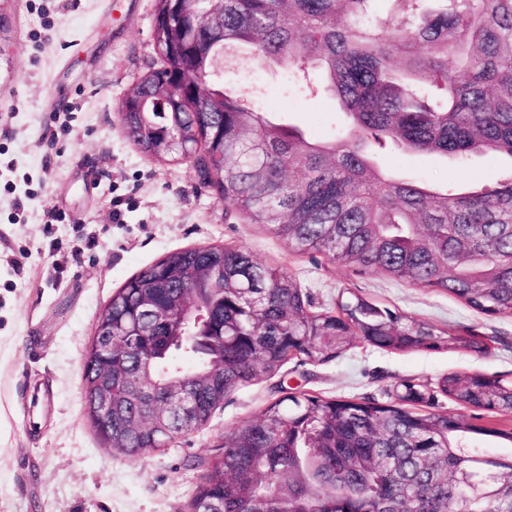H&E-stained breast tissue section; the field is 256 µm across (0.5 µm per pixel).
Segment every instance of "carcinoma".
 Masks as SVG:
<instances>
[{"mask_svg": "<svg viewBox=\"0 0 512 512\" xmlns=\"http://www.w3.org/2000/svg\"><path fill=\"white\" fill-rule=\"evenodd\" d=\"M379 0H224L214 27L224 36L171 53L157 34L160 67L122 123L145 154L173 131L194 149L202 180L254 224L299 251H317L360 273H384L512 317V178L493 190L441 191L386 175L372 143L394 142L456 163L487 151L512 160V0H405L394 26ZM179 0H156L157 25ZM291 70L321 69L349 119L337 139L317 142L253 110L243 93L207 88L220 109L191 113L197 85L229 52ZM148 325L125 336L132 316ZM112 324V359L90 355L82 373L92 403L93 367L112 365V429L94 414L98 438L128 457L163 452L171 434L205 424L234 389L271 376L291 359L322 363L359 340L381 349L490 352L468 331L441 330L357 294L312 312L281 267L246 250L171 251L112 294L96 326ZM194 387L191 413H164V426L133 421L178 384ZM512 413V381L451 372L430 390L401 381L380 403L284 392L259 416L224 435L187 512H512V457L489 456L478 436L512 444V431L430 412L437 395ZM493 469L497 493L462 499L457 476Z\"/></svg>", "mask_w": 512, "mask_h": 512, "instance_id": "1", "label": "carcinoma"}]
</instances>
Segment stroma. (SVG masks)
<instances>
[{
	"mask_svg": "<svg viewBox=\"0 0 512 512\" xmlns=\"http://www.w3.org/2000/svg\"><path fill=\"white\" fill-rule=\"evenodd\" d=\"M155 0H0V512H186L225 433L257 417L279 387L330 399L386 400L399 380L449 372L512 379V317L482 314L454 295L384 274H359L325 254L288 247L200 187L191 163L158 161L126 136L127 92L158 62ZM224 88L249 91L271 118L327 140L343 114L324 77L243 60ZM384 173L434 187L495 188L512 160L493 152L463 164L385 145ZM64 214L50 224L48 211ZM224 245L284 268L314 312L344 292L489 343L465 351L399 352L354 343L320 363L291 359L274 376L234 389L198 430L162 453L130 458L101 442L84 406L82 365L112 294L168 252ZM52 410L29 430V386Z\"/></svg>",
	"mask_w": 512,
	"mask_h": 512,
	"instance_id": "35a3bbf8",
	"label": "stroma"
}]
</instances>
